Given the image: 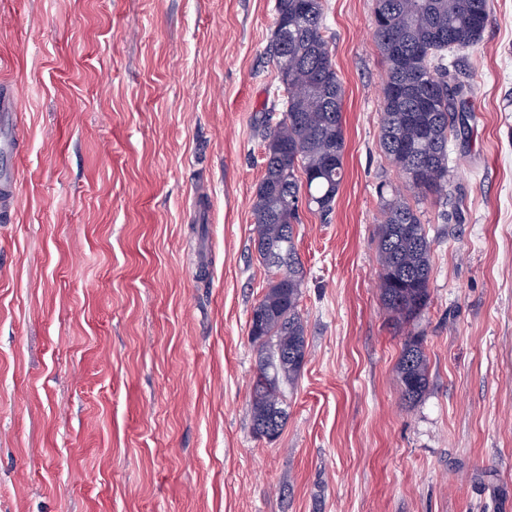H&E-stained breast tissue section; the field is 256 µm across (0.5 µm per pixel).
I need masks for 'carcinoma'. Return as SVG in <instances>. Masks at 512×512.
<instances>
[{
    "mask_svg": "<svg viewBox=\"0 0 512 512\" xmlns=\"http://www.w3.org/2000/svg\"><path fill=\"white\" fill-rule=\"evenodd\" d=\"M275 13L268 54L283 116L265 132L264 174L252 204L254 247L270 272L252 307L261 312L263 337L251 403L258 437L270 423L283 430L285 392L298 380L307 352L298 201L327 216L344 179V91L325 35L324 0H276ZM489 21V0H376L374 39L386 66L380 143L421 202H448V136L465 111V87L448 84L443 60L451 50L476 46ZM381 199V300L396 323L408 324L430 302L431 241L417 209L400 193ZM397 369L405 399H421L429 372L419 337H407Z\"/></svg>",
    "mask_w": 512,
    "mask_h": 512,
    "instance_id": "obj_1",
    "label": "carcinoma"
}]
</instances>
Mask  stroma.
<instances>
[{
    "label": "stroma",
    "instance_id": "stroma-1",
    "mask_svg": "<svg viewBox=\"0 0 512 512\" xmlns=\"http://www.w3.org/2000/svg\"><path fill=\"white\" fill-rule=\"evenodd\" d=\"M275 0H0L18 201L0 223V512H512V0L448 56L466 110L422 204L431 303L380 300L376 0H325L345 177L302 210L308 354L251 423L254 248ZM420 332L429 387L402 395Z\"/></svg>",
    "mask_w": 512,
    "mask_h": 512
}]
</instances>
